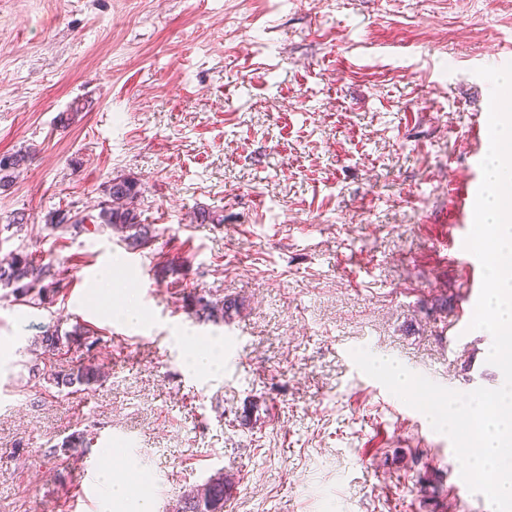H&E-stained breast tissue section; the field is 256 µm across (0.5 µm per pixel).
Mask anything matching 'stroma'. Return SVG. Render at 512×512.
I'll return each mask as SVG.
<instances>
[{
  "instance_id": "35a3bbf8",
  "label": "stroma",
  "mask_w": 512,
  "mask_h": 512,
  "mask_svg": "<svg viewBox=\"0 0 512 512\" xmlns=\"http://www.w3.org/2000/svg\"><path fill=\"white\" fill-rule=\"evenodd\" d=\"M512 0H0V256L52 262L53 303L0 288V512H69L83 434L137 463L152 512L217 470L224 512H486L448 498L450 439L355 365L365 347L462 393L498 388L491 335L444 246L489 148ZM135 179L151 241L100 226ZM68 210L84 224L46 226ZM24 215L22 229L9 228ZM201 294L230 317L198 311ZM134 305L139 322L116 319ZM92 348L45 353L54 324ZM234 367L196 370L225 337ZM95 359L87 390L52 373Z\"/></svg>"
}]
</instances>
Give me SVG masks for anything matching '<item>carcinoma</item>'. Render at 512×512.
I'll list each match as a JSON object with an SVG mask.
<instances>
[{"label":"carcinoma","mask_w":512,"mask_h":512,"mask_svg":"<svg viewBox=\"0 0 512 512\" xmlns=\"http://www.w3.org/2000/svg\"><path fill=\"white\" fill-rule=\"evenodd\" d=\"M28 156L16 153L0 155V184L13 178ZM140 194L137 181L129 177H116L106 189V199L100 204L98 218L104 226L124 234L125 239L135 245L148 240L146 225L140 223L136 201ZM84 218L71 217L64 210H58L46 219L52 229L62 224H81ZM61 279L52 263L38 262L31 254L12 251L0 259V285L10 289V294L19 300H30L34 305L53 301L59 293ZM44 350L56 352L62 345L87 344V332L80 326L62 332L57 328L43 331L37 340ZM103 377L101 367L95 363L83 364L64 373L52 375L50 381L56 386L73 387L75 385L90 387ZM235 487V478L220 469L202 484V490L195 493L188 491L181 497L176 512H224V502L231 496Z\"/></svg>","instance_id":"obj_1"}]
</instances>
